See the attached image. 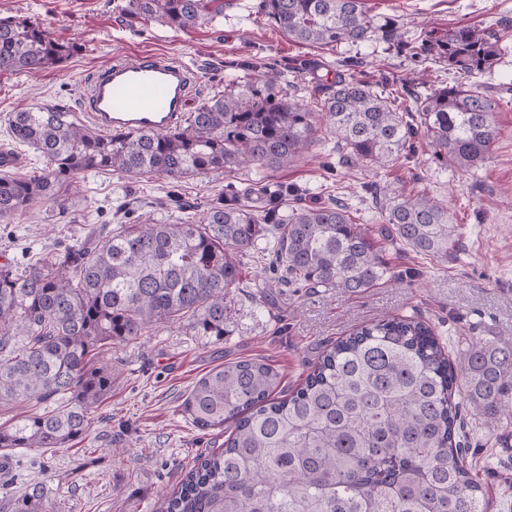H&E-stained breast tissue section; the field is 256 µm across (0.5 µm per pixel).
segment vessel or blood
<instances>
[{"label": "vessel or blood", "instance_id": "vessel-or-blood-1", "mask_svg": "<svg viewBox=\"0 0 512 512\" xmlns=\"http://www.w3.org/2000/svg\"><path fill=\"white\" fill-rule=\"evenodd\" d=\"M192 95L190 67L141 54L92 72L83 115L101 132H167L181 126Z\"/></svg>", "mask_w": 512, "mask_h": 512}]
</instances>
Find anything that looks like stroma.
Here are the masks:
<instances>
[{
    "label": "stroma",
    "mask_w": 512,
    "mask_h": 512,
    "mask_svg": "<svg viewBox=\"0 0 512 512\" xmlns=\"http://www.w3.org/2000/svg\"><path fill=\"white\" fill-rule=\"evenodd\" d=\"M258 2L224 0L223 15L180 31L128 15L126 0H0L1 16L30 18L50 37L79 46L61 66L35 77L0 72V146L22 160L14 175H32L45 160L13 142L9 114L50 105L81 120L88 73L113 59L154 53L186 63L198 74L199 101L223 93L227 80L260 63L275 66L284 92L307 102L319 84L334 81L337 60L347 56L364 59L358 77L372 83L385 78L399 85L418 71L414 61L382 42L320 48L289 40L261 18ZM364 2L370 13L400 16L411 39L438 36L460 24L512 38V0ZM482 82L501 99L500 134L488 159L467 172L442 166L422 140L404 164L343 166L335 135L323 128L306 159L285 168L263 173L250 166L174 182L152 173L131 177L92 170L82 174L78 193L65 207L38 201L10 223H0V266L21 272L82 243L101 224H134L147 217L168 224L193 221L226 185L263 173L297 188L302 203L342 200L357 223L373 227L381 224L380 213L371 201L352 195V187L367 181L418 186L447 204L460 243L448 260L438 262L385 243L387 260L405 275L403 286L380 283L350 296L327 288L282 287L277 276L264 271L267 242L259 240L241 259L238 287L224 298L222 341L192 335L183 324L161 323L135 342L105 349L104 359L118 374L111 395L94 413L90 434L65 448L16 449L0 485L14 496L44 486L53 512H158L199 454L224 446L222 430H197L181 408L195 382L215 367L262 359L293 389L326 342L388 313H418L455 351L473 337H512V52ZM462 440L489 492V512H512V451L502 452L471 418L464 422Z\"/></svg>",
    "instance_id": "stroma-1"
}]
</instances>
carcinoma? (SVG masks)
<instances>
[{
	"label": "carcinoma",
	"instance_id": "carcinoma-1",
	"mask_svg": "<svg viewBox=\"0 0 512 512\" xmlns=\"http://www.w3.org/2000/svg\"><path fill=\"white\" fill-rule=\"evenodd\" d=\"M129 15L187 30L224 13V0H128ZM258 12L288 38L338 46L382 41L420 64L442 63L463 80L425 74L397 97L356 78L359 57L336 62L320 109L287 97L269 68L199 104L165 133H102L51 106L13 112V139L47 160L26 177L0 174V222L33 202H57L90 170L178 181L243 166L285 168L315 143L317 124L336 135L339 162L395 165L422 135L444 166L469 170L492 152L499 103L479 82L501 60V37L459 26L437 39H406L393 16L363 0H260ZM77 44L50 38L26 17L0 16V71L38 75ZM384 226L358 224L348 205L280 209L255 184L209 203L191 224L144 219L100 231L55 259L16 273L0 267V403L43 412L0 425V456L15 448H63L86 438L91 414L112 393L106 347L131 343L161 322L188 321L195 336L224 338V293L241 279L240 256L269 235L274 269L293 288L357 295L403 284L379 241L448 259L458 245L448 207L425 191L362 187ZM271 365L240 360L202 376L182 404L200 430L229 426L224 450L198 458L162 512H488L485 486L460 448L461 410L490 434L512 426V338H479L455 359L414 315L387 316L327 344L296 390ZM10 512H50L44 490L9 498Z\"/></svg>",
	"mask_w": 512,
	"mask_h": 512
}]
</instances>
